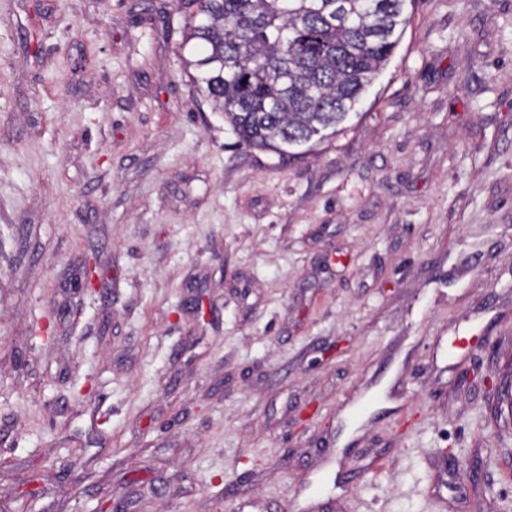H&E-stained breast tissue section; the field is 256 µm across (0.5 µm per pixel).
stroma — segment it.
<instances>
[{
  "instance_id": "stroma-1",
  "label": "stroma",
  "mask_w": 512,
  "mask_h": 512,
  "mask_svg": "<svg viewBox=\"0 0 512 512\" xmlns=\"http://www.w3.org/2000/svg\"><path fill=\"white\" fill-rule=\"evenodd\" d=\"M405 14L288 156L175 0H0V512H512V0Z\"/></svg>"
}]
</instances>
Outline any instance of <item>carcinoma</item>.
I'll return each instance as SVG.
<instances>
[{"instance_id":"cac0c4a2","label":"carcinoma","mask_w":512,"mask_h":512,"mask_svg":"<svg viewBox=\"0 0 512 512\" xmlns=\"http://www.w3.org/2000/svg\"><path fill=\"white\" fill-rule=\"evenodd\" d=\"M406 0H178L190 80L240 141L286 152L336 129L390 59Z\"/></svg>"}]
</instances>
